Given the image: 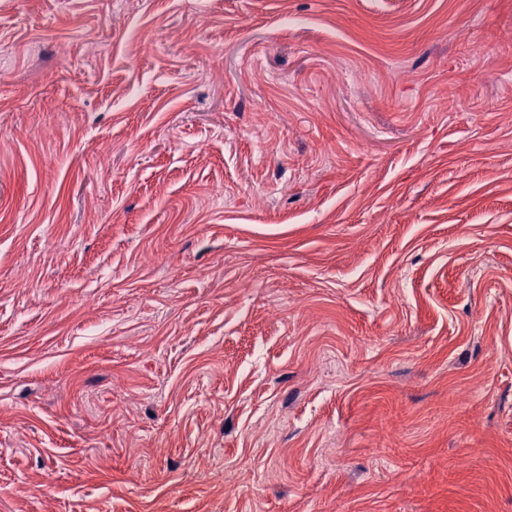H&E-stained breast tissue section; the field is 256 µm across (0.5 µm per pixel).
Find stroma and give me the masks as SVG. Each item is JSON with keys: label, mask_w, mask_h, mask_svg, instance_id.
Listing matches in <instances>:
<instances>
[{"label": "stroma", "mask_w": 512, "mask_h": 512, "mask_svg": "<svg viewBox=\"0 0 512 512\" xmlns=\"http://www.w3.org/2000/svg\"><path fill=\"white\" fill-rule=\"evenodd\" d=\"M0 512H512V0H0Z\"/></svg>", "instance_id": "1"}]
</instances>
